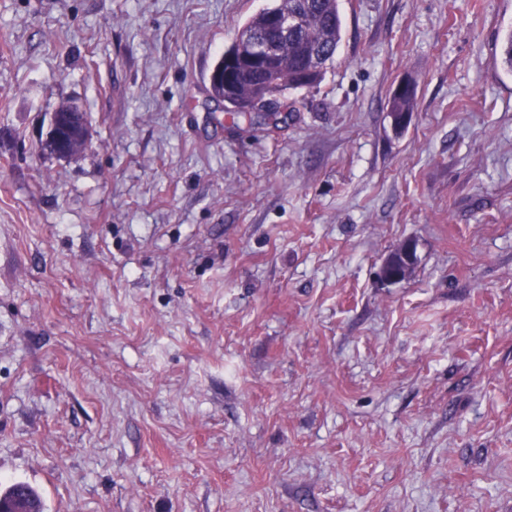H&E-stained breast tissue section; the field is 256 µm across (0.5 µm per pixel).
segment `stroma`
Masks as SVG:
<instances>
[{"mask_svg":"<svg viewBox=\"0 0 512 512\" xmlns=\"http://www.w3.org/2000/svg\"><path fill=\"white\" fill-rule=\"evenodd\" d=\"M267 4L0 0V489L512 512V0H339L275 127L208 81ZM68 99L90 141L60 160ZM413 90L411 83L408 80H401L395 87L393 95L389 99V112H412L415 104L414 92L409 94ZM403 95V96H396ZM59 113L60 112L55 111L51 114L50 130L46 137L48 141L47 149L57 158L68 159L74 156L72 149L73 140H81L87 144L90 137V129L85 121V114L81 109L77 112H66L64 116H61ZM60 129L65 134H61L59 132ZM84 142L79 144L76 154L86 148Z\"/></svg>","mask_w":512,"mask_h":512,"instance_id":"obj_1","label":"stroma"}]
</instances>
